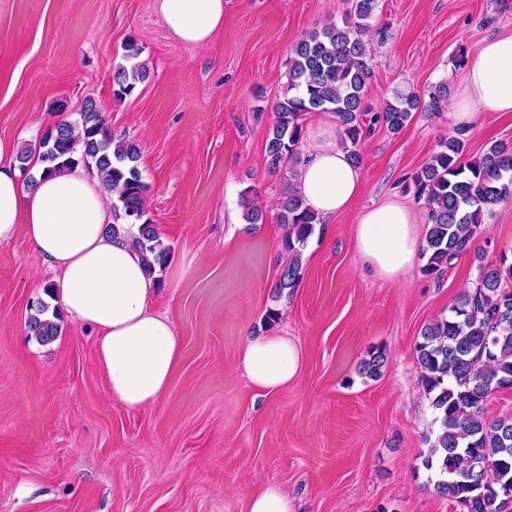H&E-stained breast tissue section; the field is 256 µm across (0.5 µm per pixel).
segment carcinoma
I'll return each instance as SVG.
<instances>
[{"label":"carcinoma","instance_id":"cac0c4a2","mask_svg":"<svg viewBox=\"0 0 512 512\" xmlns=\"http://www.w3.org/2000/svg\"><path fill=\"white\" fill-rule=\"evenodd\" d=\"M378 0H353V14L343 26L328 25L301 39L288 59V89L274 106L275 121L266 139L267 167L272 173L298 155L302 139L300 120L307 112H332L349 158L362 162L360 145L371 127L380 124L401 132L412 112H438L447 101L448 87L440 83L424 99L396 91L377 107L365 96L371 78L372 53L364 36ZM130 65L112 72L113 96L122 99L149 78V69L137 62L142 49L124 45ZM37 148L42 172L52 175L80 165L96 172L112 196L114 222L137 225L131 242L151 275L165 267L169 257L157 225L146 218L149 186L138 167L140 149L132 141H114L92 99L84 102L79 119H62L41 135ZM467 144L451 136L411 177L414 194L425 199L428 224L423 252L424 273L441 277L452 262L467 255L482 232L493 207L512 197V147L494 143L477 159L464 161ZM244 220L261 224L264 212L256 193L245 189L239 199ZM283 248L288 264L276 288L294 292L302 280L301 252L321 223L291 185L277 202ZM28 332L48 343L59 324L45 316L42 300L32 303ZM420 382L435 413L434 438L423 466L437 474L435 492L459 505L463 512H507L512 498V419H484V407L498 390L512 388V263L479 266L476 286L448 307V316L427 325L415 344ZM386 362L378 351L362 364L373 377Z\"/></svg>","mask_w":512,"mask_h":512}]
</instances>
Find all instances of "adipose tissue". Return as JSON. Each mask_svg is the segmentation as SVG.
I'll return each mask as SVG.
<instances>
[{
  "label": "adipose tissue",
  "instance_id": "obj_1",
  "mask_svg": "<svg viewBox=\"0 0 512 512\" xmlns=\"http://www.w3.org/2000/svg\"><path fill=\"white\" fill-rule=\"evenodd\" d=\"M156 6L169 32L191 45L207 44L224 24V0H156ZM451 109L454 123L465 126L490 112H512V33L485 40L470 57ZM294 186L325 221L365 194L364 170L349 160L336 124L321 123L313 133ZM110 224L106 194L77 171L37 175L31 187L14 165H0V243L24 230L54 274L51 293L67 317L97 334L96 363L112 399L139 410L167 392L181 338L157 312L159 285L127 233H109ZM354 235L362 259L388 281L401 280L422 247L417 214L394 195L364 207ZM302 363L294 338L260 333L246 337L237 367L269 393L293 380Z\"/></svg>",
  "mask_w": 512,
  "mask_h": 512
}]
</instances>
